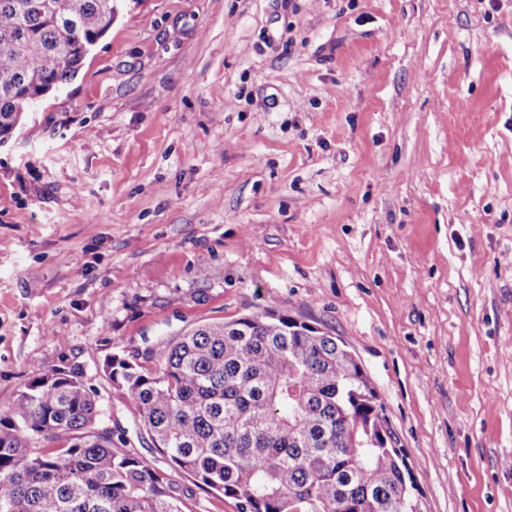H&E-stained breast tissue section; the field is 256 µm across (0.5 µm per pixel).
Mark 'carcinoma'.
I'll use <instances>...</instances> for the list:
<instances>
[{
	"label": "carcinoma",
	"instance_id": "cac0c4a2",
	"mask_svg": "<svg viewBox=\"0 0 512 512\" xmlns=\"http://www.w3.org/2000/svg\"><path fill=\"white\" fill-rule=\"evenodd\" d=\"M117 0H0V138L75 78ZM155 448L238 512H414L367 373L277 302L106 363ZM78 365L0 404V512H183L168 475L118 447ZM52 437L51 453L38 446Z\"/></svg>",
	"mask_w": 512,
	"mask_h": 512
}]
</instances>
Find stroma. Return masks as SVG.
I'll use <instances>...</instances> for the list:
<instances>
[{"instance_id":"35a3bbf8","label":"stroma","mask_w":512,"mask_h":512,"mask_svg":"<svg viewBox=\"0 0 512 512\" xmlns=\"http://www.w3.org/2000/svg\"><path fill=\"white\" fill-rule=\"evenodd\" d=\"M277 301L370 377L419 512H512V0H118L0 145V402Z\"/></svg>"}]
</instances>
